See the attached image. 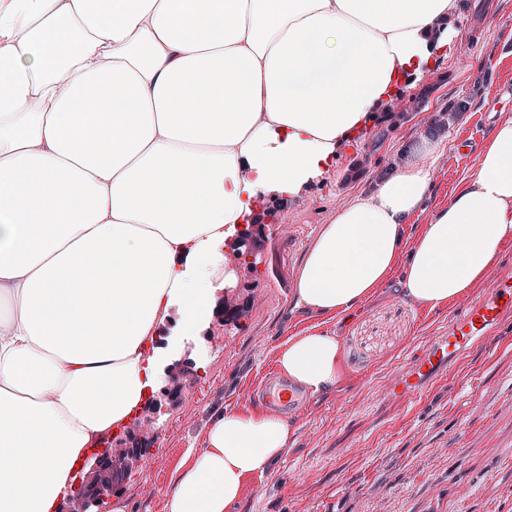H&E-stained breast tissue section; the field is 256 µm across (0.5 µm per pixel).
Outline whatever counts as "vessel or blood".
<instances>
[{
	"instance_id": "obj_1",
	"label": "vessel or blood",
	"mask_w": 512,
	"mask_h": 512,
	"mask_svg": "<svg viewBox=\"0 0 512 512\" xmlns=\"http://www.w3.org/2000/svg\"><path fill=\"white\" fill-rule=\"evenodd\" d=\"M512 319V270L497 274L489 290L469 299L461 312L448 325L442 336L426 339L415 356L409 372L392 379L378 397L404 404L411 402L439 377L448 372V365L461 353L488 337L507 320ZM260 399L267 408L297 414L307 405L309 397L300 389L268 371L260 390Z\"/></svg>"
}]
</instances>
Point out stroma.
<instances>
[{"mask_svg": "<svg viewBox=\"0 0 512 512\" xmlns=\"http://www.w3.org/2000/svg\"><path fill=\"white\" fill-rule=\"evenodd\" d=\"M452 26V52L423 82L397 85L388 113L357 132L307 194L285 207L267 203L246 241L259 264L238 266L228 295L233 316L215 317L191 338L181 335L179 314L160 327L173 376L152 395L157 410H140L132 435L111 440L113 450L142 442L147 452L101 512L118 498L126 512H163L174 470L186 449L201 447L211 415L245 407L279 345L316 324L342 342L346 393L315 394L289 420L286 453L247 481L232 512H512V324L459 356L418 402L400 405L374 394L408 369L426 337L447 332L456 303L432 309L405 298L396 271L342 318L293 307L297 269L321 225L400 165L430 127L442 126L429 161L432 209L476 174L491 125L512 116V91L497 87L512 82V0H460ZM462 99L467 111L449 113ZM355 438L366 448L359 456L347 449Z\"/></svg>", "mask_w": 512, "mask_h": 512, "instance_id": "obj_1", "label": "stroma"}]
</instances>
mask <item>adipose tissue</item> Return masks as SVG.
<instances>
[{"label": "adipose tissue", "mask_w": 512, "mask_h": 512, "mask_svg": "<svg viewBox=\"0 0 512 512\" xmlns=\"http://www.w3.org/2000/svg\"><path fill=\"white\" fill-rule=\"evenodd\" d=\"M459 0H0V512H54L86 448L161 384L156 335L199 334L238 225L317 182L393 88L451 46ZM425 139L322 225L294 305L340 317L401 271L430 307L482 282L512 239V116L434 210ZM428 220L407 260L406 226ZM281 372L336 387L342 344L309 328ZM288 425L214 413L163 512H231Z\"/></svg>", "instance_id": "adipose-tissue-1"}]
</instances>
